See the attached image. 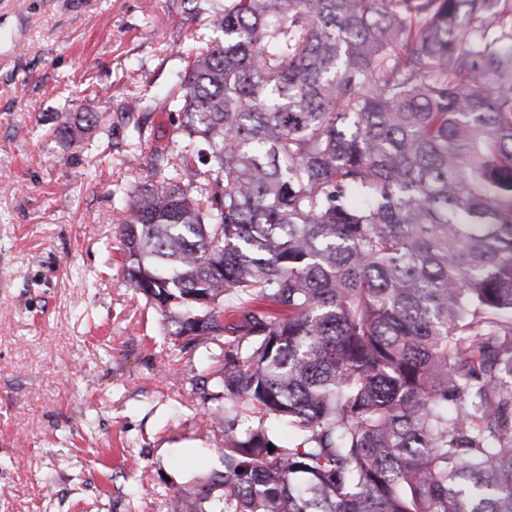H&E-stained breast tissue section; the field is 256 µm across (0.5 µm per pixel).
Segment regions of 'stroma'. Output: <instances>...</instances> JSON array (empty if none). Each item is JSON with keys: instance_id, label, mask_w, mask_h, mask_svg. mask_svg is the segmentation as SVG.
Returning <instances> with one entry per match:
<instances>
[{"instance_id": "1", "label": "stroma", "mask_w": 512, "mask_h": 512, "mask_svg": "<svg viewBox=\"0 0 512 512\" xmlns=\"http://www.w3.org/2000/svg\"><path fill=\"white\" fill-rule=\"evenodd\" d=\"M206 6L0 0V512H170L163 477L220 466L193 392L209 354L175 350L125 285L112 221L179 123L128 105L177 90ZM76 112L105 128L67 147L51 130Z\"/></svg>"}]
</instances>
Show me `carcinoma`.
I'll list each match as a JSON object with an SVG mask.
<instances>
[{"label":"carcinoma","instance_id":"cac0c4a2","mask_svg":"<svg viewBox=\"0 0 512 512\" xmlns=\"http://www.w3.org/2000/svg\"><path fill=\"white\" fill-rule=\"evenodd\" d=\"M194 42L120 218L218 348L174 512H512V0H212Z\"/></svg>","mask_w":512,"mask_h":512}]
</instances>
